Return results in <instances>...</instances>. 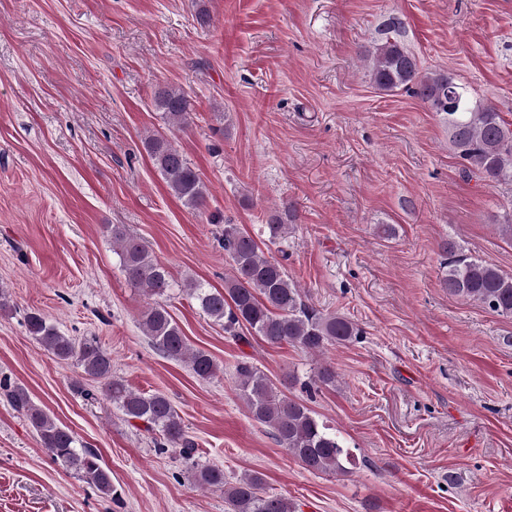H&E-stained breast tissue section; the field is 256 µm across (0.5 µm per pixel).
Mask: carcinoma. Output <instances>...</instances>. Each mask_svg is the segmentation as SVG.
Returning <instances> with one entry per match:
<instances>
[{
    "label": "carcinoma",
    "instance_id": "1",
    "mask_svg": "<svg viewBox=\"0 0 512 512\" xmlns=\"http://www.w3.org/2000/svg\"><path fill=\"white\" fill-rule=\"evenodd\" d=\"M380 43L365 57L370 81L383 92L405 89L448 123V135L456 157L468 174L488 182L512 183V123L488 104L473 100L466 87L447 70L426 72L403 44L396 23L381 30ZM155 110L171 129H184L191 119V103L181 89L163 87L154 97ZM143 146L167 187L184 206L199 210L204 206L207 187L186 155L161 133L144 138ZM297 212L287 204L263 225L271 245L287 242L294 230ZM112 250L119 260L125 280L155 302L142 312L140 327L153 348L164 357L183 362L201 380H211L218 366L204 350L189 346L179 324L161 299L180 287L188 298L224 332L239 336L248 331L270 346L289 344L309 354H319L330 346L349 344L362 335L358 325L346 316L324 312L310 303L298 284L290 278L282 262L265 255L258 241L234 224L224 225L218 238L230 265L224 289L197 280L177 284L166 265L149 247L129 234L122 224L110 227ZM447 256L442 285L448 294L472 301L488 312L512 318V276L494 265L466 254L453 239L440 245ZM28 333L57 360L73 361L86 376L98 380L99 388L74 381L73 390L83 400H109L132 425L141 422L155 432L158 452L179 450L184 460L196 452L195 441L167 395L138 393L123 379L112 375V357L97 339L77 340L37 311L25 314ZM239 397L256 422L271 428L279 447L312 473H347L352 454L336 430L320 420L309 408L289 397L257 366L241 362L235 368ZM288 385H298L307 394L336 386V369L321 365L305 378L292 374ZM25 415L36 431L42 447L55 463L81 476L96 490L113 500L119 498L112 477L92 448L78 445L74 434L56 423L36 406L28 390L6 378L0 379V397ZM192 477L198 486L224 492L227 512H300L295 500L267 490L261 474L246 473L229 481L224 470L213 465L197 466Z\"/></svg>",
    "mask_w": 512,
    "mask_h": 512
}]
</instances>
